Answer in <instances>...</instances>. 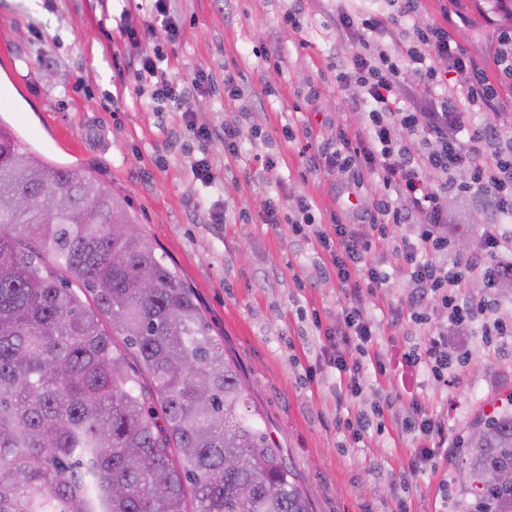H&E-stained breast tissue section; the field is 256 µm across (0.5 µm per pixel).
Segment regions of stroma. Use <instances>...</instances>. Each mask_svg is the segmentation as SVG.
Wrapping results in <instances>:
<instances>
[{
  "label": "stroma",
  "mask_w": 512,
  "mask_h": 512,
  "mask_svg": "<svg viewBox=\"0 0 512 512\" xmlns=\"http://www.w3.org/2000/svg\"><path fill=\"white\" fill-rule=\"evenodd\" d=\"M142 0H0V117L23 142L52 161L78 164L111 180L136 207L141 229L157 255L194 293L214 337L240 371L250 398L263 412L273 440L284 450L310 500L312 512H452L458 494V446L469 422L512 391V346L487 341L481 330L451 337L466 358L447 384L413 374L379 375L376 355L391 345L425 340L435 308L423 323L386 330L368 352L352 350L364 365L363 392L348 396L346 381L319 361L318 326L335 325L344 297L335 276H321L313 245L290 224L298 196L308 197L315 222L329 213L358 223L372 210L378 178L362 187L347 175L309 168L306 142L355 130L364 116L351 110V90L336 87V67L362 47L337 34L340 14L391 15L402 0H175V41L150 39L167 55L169 71L191 82L197 70L214 83L190 95L184 107L206 126L239 121L240 157L213 141L207 155L224 204V221L211 223L198 196L204 186L200 154L185 133L181 113L138 94L125 67L116 26L121 12L139 22ZM420 22L447 29L494 83L503 111L512 113V78L494 53L499 28L512 27V0H420ZM245 92L243 102L224 93L225 75ZM317 98H309L310 88ZM273 161L271 179L258 176ZM278 221H263L265 199ZM373 261L389 279L367 298L374 318L406 317L407 277L392 248L377 247ZM418 395L448 428V447L435 467L409 485L391 479L406 464L412 436L396 416L403 397ZM390 407L379 408L385 396ZM369 415L362 439L338 427L347 414Z\"/></svg>",
  "instance_id": "1"
}]
</instances>
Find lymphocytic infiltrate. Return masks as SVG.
Returning <instances> with one entry per match:
<instances>
[{
	"instance_id": "lymphocytic-infiltrate-1",
	"label": "lymphocytic infiltrate",
	"mask_w": 512,
	"mask_h": 512,
	"mask_svg": "<svg viewBox=\"0 0 512 512\" xmlns=\"http://www.w3.org/2000/svg\"><path fill=\"white\" fill-rule=\"evenodd\" d=\"M419 10V0H405L399 14L387 18L370 17L354 21L340 15L337 27L355 33L370 49L369 54H354L350 64L336 68V85H356L351 98L353 110L364 112L366 123L355 132L337 129L331 141L314 146L309 159L314 170L369 171L376 174L383 193L375 203L376 215L363 224H346L338 216L329 223L311 221L312 203L299 197L293 228L295 233L314 240L329 259L325 273L335 275L347 304L336 326L324 331L323 355L330 366L344 375L350 394L361 392L365 378L360 362L349 361V347L365 349L383 333L363 303L384 287L387 277L372 265L369 256L374 246L387 237L389 226L406 223L409 213H418L421 224L415 238L402 239L396 248L407 275L409 308L428 301L437 302L446 311V326L457 328L479 325L483 335L499 343L512 341V322L492 317L494 302L490 296L473 297L464 290L463 278L471 272L485 276L493 265L500 241L512 236V226L488 225L480 252L443 263L440 255L448 251L449 196L494 195L512 200V117L499 112L497 90L482 71L476 70L460 45L450 40L440 25L419 30L415 46L402 48L397 40L400 30L411 27ZM146 21L139 25L124 23L121 36L128 50V70L138 88L149 90L150 97L172 107H180L192 91L209 82L206 71H197L191 84L173 78L164 56L143 50L146 34L162 30L175 38L172 0H146ZM447 60L450 68L467 73L460 86L466 108H458L443 92L444 78L435 60ZM416 66L425 91V102L417 109L400 106L397 97L405 63ZM486 119L476 138L458 139L459 131L472 123L476 112ZM417 133L428 144L425 153H416L396 137L397 127ZM445 178L444 186L432 189L428 173ZM446 326H434L422 346L391 348L378 355L374 370L385 374L396 370H417L428 380L447 383L453 366L448 349ZM403 427L412 433L414 447L400 482H410L434 458V450L445 436L440 420L429 414L418 396H411Z\"/></svg>"
}]
</instances>
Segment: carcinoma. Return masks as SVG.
Here are the masks:
<instances>
[{
    "label": "carcinoma",
    "instance_id": "obj_1",
    "mask_svg": "<svg viewBox=\"0 0 512 512\" xmlns=\"http://www.w3.org/2000/svg\"><path fill=\"white\" fill-rule=\"evenodd\" d=\"M56 187L71 199L56 214L12 201ZM503 208L454 200L448 214ZM137 223L112 182L22 149L0 119V512H311L195 296L125 230ZM494 283L512 299V261ZM116 336L152 389L126 373ZM498 401L463 438L470 480L453 512H512V481L484 483L512 473V392Z\"/></svg>",
    "mask_w": 512,
    "mask_h": 512
}]
</instances>
